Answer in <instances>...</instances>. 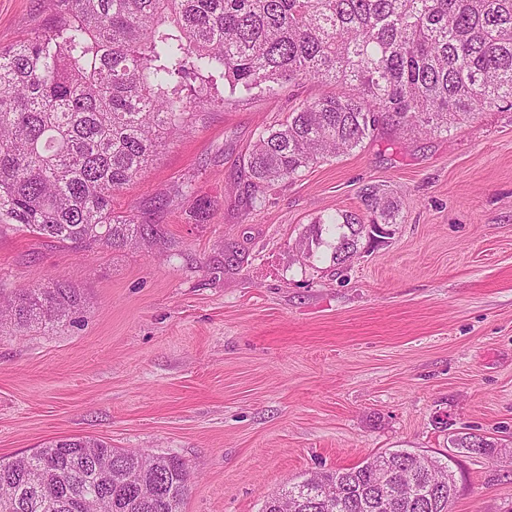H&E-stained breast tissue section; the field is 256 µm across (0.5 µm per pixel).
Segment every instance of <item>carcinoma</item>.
<instances>
[{
	"instance_id": "obj_1",
	"label": "carcinoma",
	"mask_w": 512,
	"mask_h": 512,
	"mask_svg": "<svg viewBox=\"0 0 512 512\" xmlns=\"http://www.w3.org/2000/svg\"><path fill=\"white\" fill-rule=\"evenodd\" d=\"M52 22L0 49V224L83 249L156 240L158 224L112 210L115 193L153 161L196 110L230 93L275 95L298 79L334 93L261 130L249 158L255 187L360 147L381 123L449 132L476 112L512 108V0H48ZM363 212L313 226L303 253L333 238L342 265L376 225L397 224L391 193L370 186ZM80 289L64 277L0 300V331L63 322ZM486 455L494 444L459 432ZM414 491L382 506L375 462ZM295 512H450L456 476L434 458L397 450L325 471ZM189 475L174 456L118 450L89 437L56 439L0 459V512H182Z\"/></svg>"
}]
</instances>
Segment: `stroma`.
Returning <instances> with one entry per match:
<instances>
[{
    "instance_id": "obj_1",
    "label": "stroma",
    "mask_w": 512,
    "mask_h": 512,
    "mask_svg": "<svg viewBox=\"0 0 512 512\" xmlns=\"http://www.w3.org/2000/svg\"><path fill=\"white\" fill-rule=\"evenodd\" d=\"M51 23L0 0V49ZM230 93L112 201L164 247L77 251L0 231V293L64 276L74 320L0 337V457L64 436L178 458L182 512H262L287 480L407 450L458 462L451 512H512V110L447 133L382 124L351 153L252 191L258 132L328 92ZM377 185L400 218L345 267L302 258L315 223ZM191 189L192 198L183 196ZM210 203L197 221L193 198ZM473 432L496 454L453 447Z\"/></svg>"
}]
</instances>
